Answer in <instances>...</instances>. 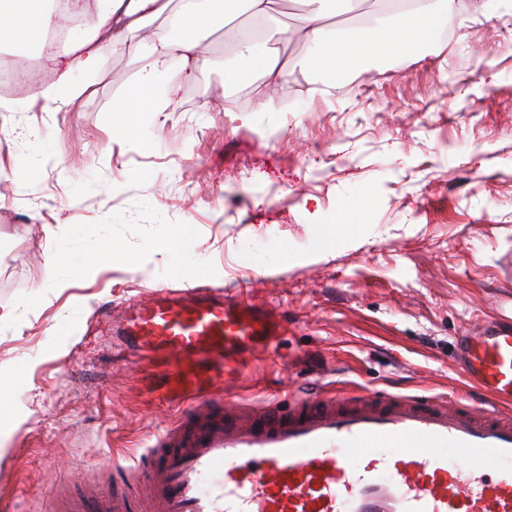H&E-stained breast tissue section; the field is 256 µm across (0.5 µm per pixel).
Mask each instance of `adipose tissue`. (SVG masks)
Returning a JSON list of instances; mask_svg holds the SVG:
<instances>
[{
  "label": "adipose tissue",
  "instance_id": "adipose-tissue-1",
  "mask_svg": "<svg viewBox=\"0 0 512 512\" xmlns=\"http://www.w3.org/2000/svg\"><path fill=\"white\" fill-rule=\"evenodd\" d=\"M359 0H306L308 10L296 26L284 25L285 0H101L93 33L77 37L67 70L54 86L39 91L47 101L72 103L84 91L74 75L96 73L105 51L133 52L139 39L150 36L151 26L178 7L181 33L177 38H151L149 62L136 76V96L127 98L126 112H167L173 98L169 78L172 59L181 62L182 78L196 76L200 69L202 32L221 24L234 40L232 66L224 71V81L236 87L262 74L269 90L288 80L290 69L278 57L268 55L271 44L299 39L309 48V65L324 75L328 86H338L343 75L357 69L366 59L380 55L406 56L419 51L432 36L436 23V0H418L409 10L376 18L374 25L332 33L330 22L338 14L352 11ZM53 0H0V46H30L45 41L53 21ZM144 266L140 254L125 251L106 240L82 263L68 260L62 249L50 253L52 267L66 266L84 272L104 259Z\"/></svg>",
  "mask_w": 512,
  "mask_h": 512
}]
</instances>
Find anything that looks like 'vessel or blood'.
<instances>
[{
	"label": "vessel or blood",
	"mask_w": 512,
	"mask_h": 512,
	"mask_svg": "<svg viewBox=\"0 0 512 512\" xmlns=\"http://www.w3.org/2000/svg\"><path fill=\"white\" fill-rule=\"evenodd\" d=\"M282 327L219 291L160 285L129 306L119 336L147 357L150 401L186 411L144 456L150 512H512V322L458 340L477 407L374 394L225 401L224 383L270 352ZM128 504L118 479L67 512Z\"/></svg>",
	"instance_id": "1"
}]
</instances>
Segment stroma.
Returning a JSON list of instances; mask_svg holds the SVG:
<instances>
[{
  "instance_id": "obj_1",
  "label": "stroma",
  "mask_w": 512,
  "mask_h": 512,
  "mask_svg": "<svg viewBox=\"0 0 512 512\" xmlns=\"http://www.w3.org/2000/svg\"><path fill=\"white\" fill-rule=\"evenodd\" d=\"M67 40L14 49L33 80L0 95V371L22 369L0 419V495L18 512H55L66 497L136 467L174 413L151 405L143 357L113 360L114 329L156 283L233 290L288 321L225 398L263 403L295 389L348 397L426 396L468 406L455 370L459 336L498 318L512 295V0L493 10L453 0L460 51L433 40L416 55L366 63L333 95L298 43L276 112H222L232 48L204 35L207 62L174 111L136 115L144 150H126L114 107L148 61L106 55L75 102L45 110L30 96L65 70L94 0H74ZM352 225L335 250L310 255L324 224ZM187 229L206 271L151 254L146 269L106 262L81 277L45 263L101 241L143 253L167 227ZM275 258L259 272L237 250Z\"/></svg>"
}]
</instances>
